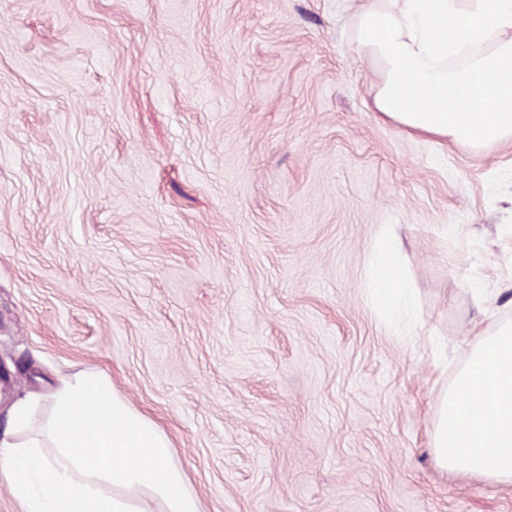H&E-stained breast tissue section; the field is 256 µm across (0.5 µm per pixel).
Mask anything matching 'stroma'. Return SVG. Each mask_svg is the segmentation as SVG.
I'll use <instances>...</instances> for the list:
<instances>
[{
	"mask_svg": "<svg viewBox=\"0 0 512 512\" xmlns=\"http://www.w3.org/2000/svg\"><path fill=\"white\" fill-rule=\"evenodd\" d=\"M359 4L0 0V424L94 371L204 512H512L430 453L512 319V145L374 112ZM386 224L405 336L362 291Z\"/></svg>",
	"mask_w": 512,
	"mask_h": 512,
	"instance_id": "stroma-1",
	"label": "stroma"
}]
</instances>
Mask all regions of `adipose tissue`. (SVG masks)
<instances>
[{
	"mask_svg": "<svg viewBox=\"0 0 512 512\" xmlns=\"http://www.w3.org/2000/svg\"><path fill=\"white\" fill-rule=\"evenodd\" d=\"M353 39L383 117L474 149L512 143V0H361ZM399 254L384 230L365 288L394 335L416 305ZM431 451L441 470L512 485L511 319L441 392ZM171 458L164 432L93 372L65 378L50 403L19 397L0 432V479L21 512H202Z\"/></svg>",
	"mask_w": 512,
	"mask_h": 512,
	"instance_id": "ef3b65f1",
	"label": "adipose tissue"
}]
</instances>
